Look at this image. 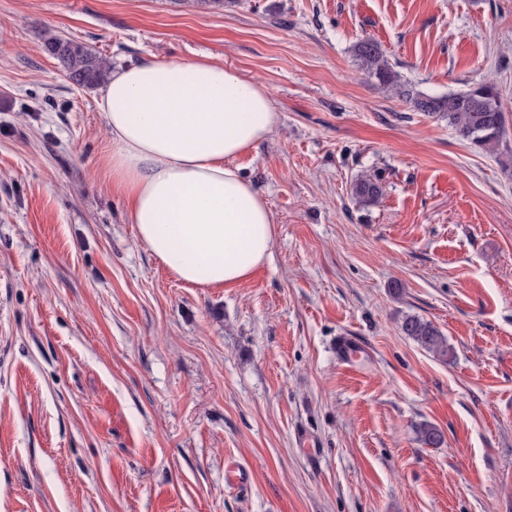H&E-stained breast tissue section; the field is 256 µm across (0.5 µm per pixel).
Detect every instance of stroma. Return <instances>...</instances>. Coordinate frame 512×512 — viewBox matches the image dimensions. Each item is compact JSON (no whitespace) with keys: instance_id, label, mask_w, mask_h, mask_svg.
Listing matches in <instances>:
<instances>
[{"instance_id":"35a3bbf8","label":"stroma","mask_w":512,"mask_h":512,"mask_svg":"<svg viewBox=\"0 0 512 512\" xmlns=\"http://www.w3.org/2000/svg\"><path fill=\"white\" fill-rule=\"evenodd\" d=\"M49 34L268 88L279 125L234 164L270 264L189 288L138 242ZM367 38L422 92L495 82L498 151L368 79ZM0 512H512V0H0ZM385 194V186L380 178L362 175L356 179L352 187L353 198L361 204H374ZM400 329L426 350L440 357H448V339L432 323L416 316H407L401 322ZM367 353L366 346L354 336H339L336 342V355L338 360L349 367L355 366L353 359L355 353Z\"/></svg>"}]
</instances>
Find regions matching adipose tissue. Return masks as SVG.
<instances>
[{
  "mask_svg": "<svg viewBox=\"0 0 512 512\" xmlns=\"http://www.w3.org/2000/svg\"><path fill=\"white\" fill-rule=\"evenodd\" d=\"M97 106L127 220L178 280L230 288L270 261L273 214L233 164L279 124L264 84L207 56L157 60L111 70Z\"/></svg>",
  "mask_w": 512,
  "mask_h": 512,
  "instance_id": "1",
  "label": "adipose tissue"
}]
</instances>
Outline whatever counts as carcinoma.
<instances>
[{
    "instance_id": "cac0c4a2",
    "label": "carcinoma",
    "mask_w": 512,
    "mask_h": 512,
    "mask_svg": "<svg viewBox=\"0 0 512 512\" xmlns=\"http://www.w3.org/2000/svg\"><path fill=\"white\" fill-rule=\"evenodd\" d=\"M43 49L59 62L74 84L93 88L104 81L108 69L107 58L84 44L51 35L44 40ZM353 53L369 78L375 80L385 92L409 104L414 111L447 122L462 139L483 150L494 152L499 147L506 119L494 84H474L462 92L446 95L424 94L402 79L376 41H358ZM384 194V183L372 175L358 177L352 187L353 198L365 205L378 202ZM400 329L426 350L440 357L448 356V339L432 323L416 316H407L401 322Z\"/></svg>"
}]
</instances>
